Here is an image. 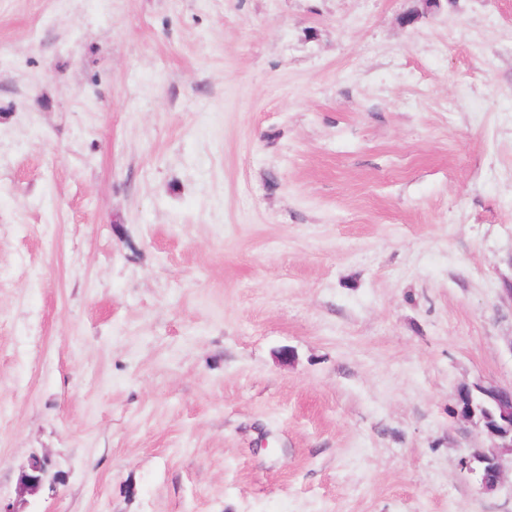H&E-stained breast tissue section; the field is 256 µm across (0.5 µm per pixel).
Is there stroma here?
I'll return each instance as SVG.
<instances>
[{"mask_svg":"<svg viewBox=\"0 0 512 512\" xmlns=\"http://www.w3.org/2000/svg\"><path fill=\"white\" fill-rule=\"evenodd\" d=\"M419 6L0 0V506L512 512V0ZM494 393L500 402L501 417L495 427L486 429V433L494 440L492 447L500 451L490 453L478 452L464 461V468L476 478L482 491L496 488L505 476V463L502 448L512 447V383L493 384ZM51 463V458L48 455L33 459L29 465V469L24 471L19 477V494H36L42 488L45 482V477L50 472Z\"/></svg>","mask_w":512,"mask_h":512,"instance_id":"stroma-1","label":"stroma"}]
</instances>
